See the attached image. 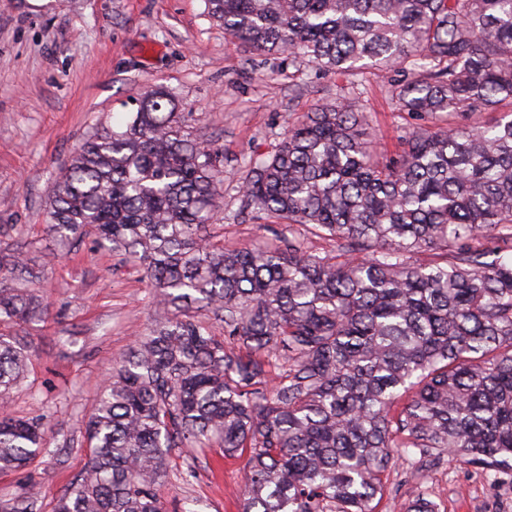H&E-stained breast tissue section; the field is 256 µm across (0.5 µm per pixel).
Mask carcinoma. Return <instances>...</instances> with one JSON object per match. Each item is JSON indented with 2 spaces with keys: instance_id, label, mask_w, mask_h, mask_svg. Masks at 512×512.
Listing matches in <instances>:
<instances>
[{
  "instance_id": "carcinoma-1",
  "label": "carcinoma",
  "mask_w": 512,
  "mask_h": 512,
  "mask_svg": "<svg viewBox=\"0 0 512 512\" xmlns=\"http://www.w3.org/2000/svg\"><path fill=\"white\" fill-rule=\"evenodd\" d=\"M205 3L256 53L333 75L400 70L392 97L421 124L388 154L367 113L338 102L254 161L244 197L334 255L209 235L224 152L162 87L84 139L53 183L47 231L72 247L91 229L133 258L160 321L112 367L86 422V476L54 512H167L172 448L249 453L242 512H375L383 473L416 454L511 474L512 0ZM26 273L21 253L0 255V321L46 316L9 284ZM28 361L0 336V406ZM46 447L41 423L0 409V471ZM36 499L26 490L11 512Z\"/></svg>"
}]
</instances>
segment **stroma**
I'll return each mask as SVG.
<instances>
[{"label":"stroma","instance_id":"stroma-1","mask_svg":"<svg viewBox=\"0 0 512 512\" xmlns=\"http://www.w3.org/2000/svg\"><path fill=\"white\" fill-rule=\"evenodd\" d=\"M396 77L381 69L336 76L249 53L225 38L204 0H0V252H21L41 272L33 288L48 306L29 325L0 321V335L31 356L8 409L49 428L47 454L0 473V512L31 486L40 490L33 512H54L85 475L82 419L113 362L157 319L142 272L123 256L90 236L64 252L46 231L50 185L82 139L163 87L198 117L200 137L224 151V210L211 233L230 247L291 234L308 250L331 251L334 243L247 206L248 161L268 155L305 113L355 97L377 145L399 149L416 120L387 94ZM244 464L217 448L172 449L162 495L172 510L196 500L203 512H241ZM384 482L376 512H403L424 489L439 512H512L511 485L447 453L397 460Z\"/></svg>","mask_w":512,"mask_h":512}]
</instances>
